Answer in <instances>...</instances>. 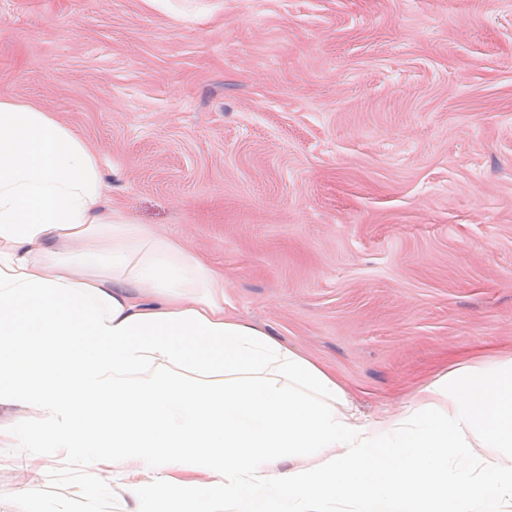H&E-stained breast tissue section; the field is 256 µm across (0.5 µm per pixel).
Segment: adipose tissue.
Here are the masks:
<instances>
[{"label":"adipose tissue","mask_w":512,"mask_h":512,"mask_svg":"<svg viewBox=\"0 0 512 512\" xmlns=\"http://www.w3.org/2000/svg\"><path fill=\"white\" fill-rule=\"evenodd\" d=\"M226 302L221 271L113 214L67 126L0 99V408L39 416L0 442L110 474L85 512L116 486L128 512H512V352L364 418Z\"/></svg>","instance_id":"1"}]
</instances>
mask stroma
<instances>
[{
  "label": "stroma",
  "instance_id": "obj_1",
  "mask_svg": "<svg viewBox=\"0 0 512 512\" xmlns=\"http://www.w3.org/2000/svg\"><path fill=\"white\" fill-rule=\"evenodd\" d=\"M0 98L364 412L512 348V0H0ZM90 487L0 444V512Z\"/></svg>",
  "mask_w": 512,
  "mask_h": 512
}]
</instances>
